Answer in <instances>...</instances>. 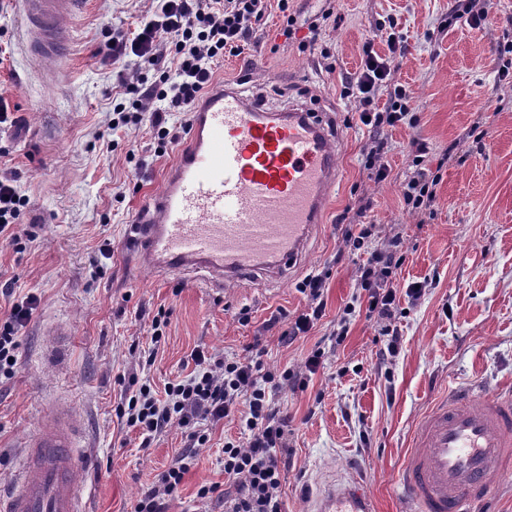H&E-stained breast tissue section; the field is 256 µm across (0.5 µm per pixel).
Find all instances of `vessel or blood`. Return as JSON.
I'll return each mask as SVG.
<instances>
[{"label": "vessel or blood", "instance_id": "vessel-or-blood-1", "mask_svg": "<svg viewBox=\"0 0 512 512\" xmlns=\"http://www.w3.org/2000/svg\"><path fill=\"white\" fill-rule=\"evenodd\" d=\"M35 57L66 60V21L78 0H20ZM336 130L311 108L273 111L231 84L211 86L191 110L187 143L145 201L130 235L131 266L201 275L216 287L281 278L321 224L338 181ZM452 388L416 425L400 476L408 512H469L512 465V392L476 399ZM83 422L48 411L26 438L17 487L0 512H84ZM313 512H373L359 487L332 489Z\"/></svg>", "mask_w": 512, "mask_h": 512}]
</instances>
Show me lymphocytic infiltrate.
<instances>
[{
	"label": "lymphocytic infiltrate",
	"mask_w": 512,
	"mask_h": 512,
	"mask_svg": "<svg viewBox=\"0 0 512 512\" xmlns=\"http://www.w3.org/2000/svg\"><path fill=\"white\" fill-rule=\"evenodd\" d=\"M155 12L143 18L130 33L109 30L99 51L112 64L130 60L144 65L146 73L137 82L122 83L112 104L110 130L149 118L155 142V156H163L179 140L170 125L173 112L189 114L193 105L212 84L225 55L240 54L255 25L265 14V0H155ZM388 56L366 51L355 78L345 86L346 95L358 101L356 122L372 134L365 148L364 168L370 179L382 183L390 176L385 161V128L402 124L416 126L418 118L410 108V93L394 79L404 56L403 39L388 33ZM386 91L389 103L377 109L374 100ZM28 201L14 185L12 174L0 173V237L20 245L21 237L12 233ZM375 235L371 224H349L344 231V251L357 258V291L343 308L334 339L343 343L356 312L380 327L382 355L396 356L401 335L395 324L401 300L416 304L424 293L415 284L400 286L396 275L405 256L403 241L392 237L381 248L371 247ZM327 273H310L297 286L309 301L306 312L292 322L288 339L307 335L325 311L323 301ZM36 297L14 305L7 317L0 318V380L15 373L20 338L18 331L37 307ZM253 358L235 359L191 354L193 370L183 378L167 383L163 394H156L146 378L131 377V390L121 394L115 412L128 428L137 431L142 447H150L156 436L168 428L184 429L185 448L144 490L134 512H163L165 498L176 497L185 474L193 466L196 450L206 445L207 426L226 419H238L241 439L225 441L221 464L224 477L233 491L224 497V512H282L281 488L283 459L288 454V420L273 402L275 393L305 390L308 377L316 373L325 351H311L303 366L271 370L262 357V341L252 345Z\"/></svg>",
	"instance_id": "obj_1"
}]
</instances>
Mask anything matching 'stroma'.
Returning a JSON list of instances; mask_svg holds the SVG:
<instances>
[{"instance_id":"35a3bbf8","label":"stroma","mask_w":512,"mask_h":512,"mask_svg":"<svg viewBox=\"0 0 512 512\" xmlns=\"http://www.w3.org/2000/svg\"><path fill=\"white\" fill-rule=\"evenodd\" d=\"M455 3L289 0L295 35L288 41L277 2L269 0L241 54L225 56L215 80L245 75L250 94L266 107L307 103L335 119L342 178L287 278L218 291L190 276L129 275L126 228L159 190L176 151L152 155L145 123L118 130L115 146L103 140L119 72L96 49L105 29H136L152 0H84L70 19L69 60L61 72L34 65L23 49L28 35L18 0H0V96L13 117L0 124V167L15 174L29 201L17 226L24 252L0 239V313L28 295L39 299L19 331L17 372L0 382V486L15 479L21 440L59 402L84 421L81 444L92 458L81 469L88 512H133L143 487L185 446L175 428L141 448L115 412L117 378L140 373L151 349V320L165 309L170 323L150 369L160 387L193 370L196 349L247 358L259 339L267 365L281 369L301 366L314 347L324 349L306 390L275 396L288 416L283 512H309L332 481L363 483L374 512H403L398 476L419 420L455 385L488 394L512 389V75L499 78L494 68L500 49L512 42V0H494L481 25L462 19L440 30ZM328 10L334 19H324ZM388 26L407 44L395 78L408 87L418 124L385 128L391 173L377 184L362 166L369 134L347 126L356 103L342 89L358 73L365 48L387 55L374 32ZM499 98L504 109L490 112ZM483 115L486 135L465 137ZM415 139L426 146L423 169L441 174L436 202L422 213L408 210L399 191L414 172ZM449 148L454 158L442 163ZM131 150L145 156V167L129 162ZM362 198L371 205L359 216ZM344 219L402 237L407 257L397 279L426 285L421 300L398 317L402 349L385 363L378 328L364 316L354 318L343 344L331 338L355 284L352 260L336 258ZM107 240L106 258L99 248ZM313 271L330 274L325 314L308 336L282 342L308 305L296 285ZM243 307L251 313L246 326L235 317ZM238 435L233 420L212 428L164 512H224L223 500L196 493L202 484L223 483L224 441Z\"/></svg>"}]
</instances>
